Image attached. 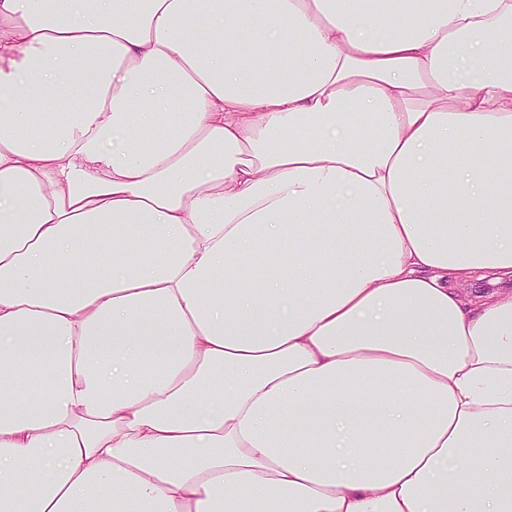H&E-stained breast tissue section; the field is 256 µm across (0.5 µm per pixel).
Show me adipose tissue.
<instances>
[{
  "instance_id": "1",
  "label": "adipose tissue",
  "mask_w": 512,
  "mask_h": 512,
  "mask_svg": "<svg viewBox=\"0 0 512 512\" xmlns=\"http://www.w3.org/2000/svg\"><path fill=\"white\" fill-rule=\"evenodd\" d=\"M489 21L0 0V512H512ZM499 274L488 273L484 278L474 279L470 288L473 296L487 295L497 291H512V276L499 277Z\"/></svg>"
}]
</instances>
